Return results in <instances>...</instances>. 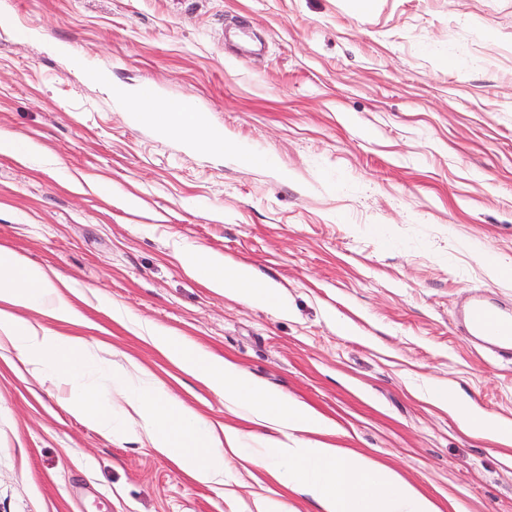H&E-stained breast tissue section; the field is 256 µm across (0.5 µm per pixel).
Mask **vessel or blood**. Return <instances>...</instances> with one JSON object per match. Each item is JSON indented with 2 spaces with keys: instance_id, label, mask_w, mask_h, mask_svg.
Returning <instances> with one entry per match:
<instances>
[{
  "instance_id": "vessel-or-blood-1",
  "label": "vessel or blood",
  "mask_w": 512,
  "mask_h": 512,
  "mask_svg": "<svg viewBox=\"0 0 512 512\" xmlns=\"http://www.w3.org/2000/svg\"><path fill=\"white\" fill-rule=\"evenodd\" d=\"M462 330L480 337L488 349L503 358H512V310L482 300L468 307L461 322Z\"/></svg>"
}]
</instances>
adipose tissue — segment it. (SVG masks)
<instances>
[{"mask_svg":"<svg viewBox=\"0 0 512 512\" xmlns=\"http://www.w3.org/2000/svg\"><path fill=\"white\" fill-rule=\"evenodd\" d=\"M114 93L128 104L133 121L183 137L190 147L224 153L249 165L256 162L255 156L231 146L223 134L209 128L200 113L167 111V102L159 93L145 94L139 86L118 87ZM189 267L214 291L252 304L279 310L285 307L279 288L260 280L251 266L215 254L195 253ZM21 308L72 325L84 319L65 300L54 271L1 248L0 339L7 341L34 373L69 386L68 406L73 413L99 428L112 430L111 407L84 383L93 344L84 337L23 320L17 314ZM147 335L177 367L201 378L226 404L242 410L256 427L247 436L229 425L219 429L203 426L192 408L170 397L156 383L137 381L125 371L113 370V378L128 386V406L153 447L177 462L194 480L223 483L225 455L242 453L252 442L256 445L250 455L252 463L261 467L278 463L277 480L312 500L317 512H442L435 500L396 470L321 441V434L327 433L331 424L311 407L272 394L227 359L187 345L174 347L165 330L151 328ZM428 395L433 403L455 415L463 431L512 445V427H503L495 415L458 403L447 386H432Z\"/></svg>","mask_w":512,"mask_h":512,"instance_id":"adipose-tissue-1","label":"adipose tissue"}]
</instances>
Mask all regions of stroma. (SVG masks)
<instances>
[{
  "instance_id": "1",
  "label": "stroma",
  "mask_w": 512,
  "mask_h": 512,
  "mask_svg": "<svg viewBox=\"0 0 512 512\" xmlns=\"http://www.w3.org/2000/svg\"><path fill=\"white\" fill-rule=\"evenodd\" d=\"M143 84L262 164L134 122L112 88ZM1 131L23 148L0 154V247L57 271L86 320L22 318L251 431L145 338L162 327L310 405L443 512H512V446L426 396L445 384L512 422V359L459 328L471 294L512 308V0H0ZM196 251L253 266L287 313L202 286ZM68 398L0 348V512L316 510L236 456L199 484Z\"/></svg>"
}]
</instances>
